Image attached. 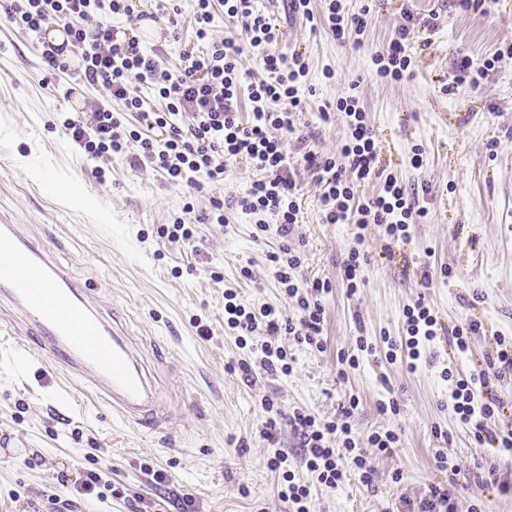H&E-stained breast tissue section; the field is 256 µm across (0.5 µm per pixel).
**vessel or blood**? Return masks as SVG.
Masks as SVG:
<instances>
[{
	"label": "vessel or blood",
	"mask_w": 512,
	"mask_h": 512,
	"mask_svg": "<svg viewBox=\"0 0 512 512\" xmlns=\"http://www.w3.org/2000/svg\"><path fill=\"white\" fill-rule=\"evenodd\" d=\"M0 301L17 310L48 355L62 359L123 419H156L162 394L130 339L15 224H0Z\"/></svg>",
	"instance_id": "vessel-or-blood-1"
}]
</instances>
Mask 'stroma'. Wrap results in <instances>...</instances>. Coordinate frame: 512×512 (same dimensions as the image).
Returning <instances> with one entry per match:
<instances>
[{
    "instance_id": "stroma-1",
    "label": "stroma",
    "mask_w": 512,
    "mask_h": 512,
    "mask_svg": "<svg viewBox=\"0 0 512 512\" xmlns=\"http://www.w3.org/2000/svg\"><path fill=\"white\" fill-rule=\"evenodd\" d=\"M259 2L281 22L278 51L307 57L311 94L306 110L294 116L302 137L288 146L301 214L288 242L303 255L300 277L332 286L325 298V349L294 348L296 366L287 376L265 373L259 354L239 348L224 329L230 286L251 307L272 304L285 316L297 314L269 260L280 250L279 237L258 231L256 216L235 206L256 171L244 160L230 162L215 193L190 199L161 174L116 157L110 181L100 184L94 161L55 123L57 113L70 109L55 90L73 75L43 69L33 38L0 22V224L20 225L71 279L90 285L94 304L118 315L165 393L162 423L151 432L125 425L111 406L84 391L60 400L63 370L44 357L13 310L0 305L6 326L0 332V512H50L48 495L71 494L84 472L96 469L112 492L102 501L76 500L75 512H133L142 502L153 512H180L188 496L196 512H291L279 497L281 475L267 464L277 449L287 453L297 481L309 486L310 512H396L435 485L448 487L459 512L477 503L487 512H512V490L482 478L491 467L512 483V454L475 443L471 425L449 405L441 377L447 366L464 377L479 372L497 338L512 343V59L497 64L479 87L463 83L454 94L441 91L461 57L478 65L512 44V0H498L487 14L456 10L447 0H382L367 18L359 48L340 45L325 26L289 18L286 0ZM407 11L438 14V27L429 50L411 49L413 77L385 84L371 72V55L394 36ZM328 70L333 79H325ZM354 80L381 159L404 183L428 184L429 192L420 200L427 215L405 244L388 247L377 226H368L369 262L352 292L341 275L356 227L324 223L321 188L303 156L336 152L345 119L335 113L322 120L320 108ZM417 145L424 150L420 170L409 162ZM58 180L69 185L70 199L57 196ZM214 194L225 201L221 227L196 221ZM188 201L190 213L183 210ZM179 215L193 225V239L159 237L158 228ZM426 264L434 272L428 283L421 278ZM445 266L452 270L447 279L439 275ZM245 267L252 278L242 276ZM215 271L223 282L212 280ZM417 302L449 328L475 317L481 328L468 350L457 352L443 336L431 344L430 362L416 370L392 360L386 341L403 336L404 310ZM197 317L211 328V339L198 336ZM362 336L375 353L343 370L341 356L356 353ZM21 347L40 359L22 378L13 361ZM245 364L252 369L249 383ZM353 397L359 405L350 422L374 479L365 485L349 470L331 489L303 465L288 416L303 408L332 421ZM390 397L399 403L398 415L379 411ZM267 399L282 411L272 443L262 436ZM388 430L398 436L395 447L381 452L369 445V436ZM439 451L449 471L436 467ZM154 469L166 474L164 483L153 481Z\"/></svg>"
}]
</instances>
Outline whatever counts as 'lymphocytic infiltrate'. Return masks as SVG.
Returning a JSON list of instances; mask_svg holds the SVG:
<instances>
[{"instance_id": "obj_1", "label": "lymphocytic infiltrate", "mask_w": 512, "mask_h": 512, "mask_svg": "<svg viewBox=\"0 0 512 512\" xmlns=\"http://www.w3.org/2000/svg\"><path fill=\"white\" fill-rule=\"evenodd\" d=\"M134 0H9L6 20L30 36L37 37L50 25L67 28L70 46H39V58L48 69L67 72L68 53L80 55L85 67L78 72L84 88L102 89V96L82 111L64 117L62 125L80 153L99 160L94 175L104 179L103 164L115 156H126L131 166L149 168L162 174L169 184L203 191L206 182L224 178L227 162L243 159L259 171L238 207L247 214H266L276 222L280 238H288L299 222L298 186L288 166L286 137L295 133L293 114L306 103L299 87L308 65L301 53L284 56L275 50L279 30L272 15L258 10L256 0H223L224 12L243 21L247 46L260 57L264 78L243 84L238 57L243 46L232 38L212 36L211 0H197L194 15L197 49L184 52L178 67H169L163 46L146 45L136 23L139 19ZM368 7L346 14L341 0H327L322 17L340 43L361 44ZM125 18L127 28L114 26L115 18ZM431 19L406 14L404 24L383 51L373 55L375 74L386 83H398L412 76L413 60L407 46L415 32L433 30ZM150 89L164 102L159 111L144 108L143 89ZM248 98L249 120H241L238 103ZM336 111L346 118L347 132L337 155L323 157L306 152L308 169L316 171L322 189L324 221L328 224H353L358 233L344 267L349 289H356L361 263L364 231L374 224L388 243L406 242L411 225L420 223L427 211L419 204L418 187L407 186L387 173L379 159L375 134L354 93L338 97ZM137 113L140 128L127 127L124 113ZM374 180L378 192L359 201L355 180ZM274 274L284 294L295 299L299 319L283 317L271 305L253 309L237 299L234 289L224 291V324L236 336L239 347H247L254 335H262L260 345L263 369L273 375L292 372L294 358L283 337L295 344L323 349L321 338L325 307L322 298L330 291L328 282H300L299 255L291 250L270 257ZM406 335L401 341L406 351L407 369L413 370L421 350L438 335V320L429 308L415 303L404 311ZM449 383L448 398L454 413L473 424L474 439L482 446L512 453V429L489 432L485 418L493 416L501 401L489 395L490 380L512 377V345H501L487 358V369L479 375L461 377L444 369ZM486 390L478 399V390ZM357 399H350L338 421L322 423L302 410H294L289 422L297 434L301 459L316 473L320 483L336 487L343 477L344 463H351L363 483H371L372 471L362 449L357 448L348 420ZM342 437L341 447L330 445L333 434Z\"/></svg>"}]
</instances>
